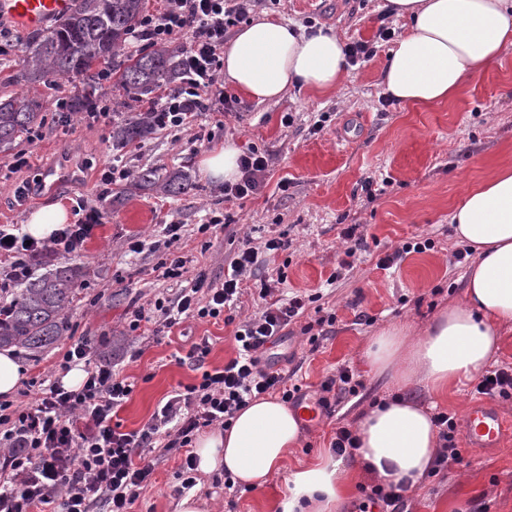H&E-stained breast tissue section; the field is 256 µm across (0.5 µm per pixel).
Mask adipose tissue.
<instances>
[{
    "instance_id": "adipose-tissue-1",
    "label": "adipose tissue",
    "mask_w": 512,
    "mask_h": 512,
    "mask_svg": "<svg viewBox=\"0 0 512 512\" xmlns=\"http://www.w3.org/2000/svg\"><path fill=\"white\" fill-rule=\"evenodd\" d=\"M388 3L410 20L383 73L386 91L397 103L425 107L451 100L468 79L485 74L512 48V0ZM345 74V48L336 34L306 32L266 16L241 27L224 49L225 82L259 103L293 87L331 91ZM449 222L458 244L476 256L466 271L462 300L435 315L423 336L392 326L366 350L372 372L402 389L423 382L438 397L483 372L502 348L500 326L512 323V164L473 185ZM300 432L297 416L283 403L256 400L230 429L197 440V469L261 487L298 445ZM357 435L353 463L329 455L293 472L277 512H336L357 466L380 483L417 486L439 446L430 409L402 395L367 408Z\"/></svg>"
}]
</instances>
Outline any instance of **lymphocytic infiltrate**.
Returning <instances> with one entry per match:
<instances>
[{"label":"lymphocytic infiltrate","instance_id":"f902f5d3","mask_svg":"<svg viewBox=\"0 0 512 512\" xmlns=\"http://www.w3.org/2000/svg\"><path fill=\"white\" fill-rule=\"evenodd\" d=\"M250 4L251 0H157L142 14L131 43L188 42L180 59V83L159 95L147 112L155 127L187 132L202 113L231 111L232 102L219 83L224 33L247 15ZM239 167L241 177L225 185V195L243 198L255 192L268 160L251 147L240 157ZM101 222L99 210L88 208L82 221L64 225L46 241L0 225V316L11 288L31 277L32 260L47 252L82 257ZM287 248V239L281 237L267 240L260 249L243 245L222 284H214L200 271L177 299L159 298L152 307L132 311L129 327L134 331L147 323L158 334L189 319L207 318L236 326V357L176 392L141 430L122 433L113 427L112 414L132 385L118 378L111 362L94 358L83 338L69 347L61 364L65 370L83 366L86 378L80 388H65L56 378L26 405L1 400L0 445L8 447L9 455L0 461V469L9 477L0 481V512H94L98 507L104 512H130L151 482L155 451L188 447L196 432L212 425L230 428L237 413L262 395L277 393L283 402L293 401L296 392L287 377L264 366L259 352L305 309L306 298L297 295L270 303L240 323L232 316L241 278L258 264L260 250ZM407 490L403 482L361 486L359 512L377 506L405 512Z\"/></svg>","mask_w":512,"mask_h":512}]
</instances>
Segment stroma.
I'll use <instances>...</instances> for the list:
<instances>
[{
    "label": "stroma",
    "mask_w": 512,
    "mask_h": 512,
    "mask_svg": "<svg viewBox=\"0 0 512 512\" xmlns=\"http://www.w3.org/2000/svg\"><path fill=\"white\" fill-rule=\"evenodd\" d=\"M386 0H260L252 15L292 21L303 30L333 31L343 43H367L369 58L349 66L337 89L327 93L291 90L281 98L259 103L225 87L235 98L223 127L213 115L199 119L191 133L152 129L127 146L113 145L112 131L90 125L81 113L68 121L57 118L53 86L19 82L28 66L24 49L0 61V97L26 92L44 105V139L27 144L17 138L0 149V160L28 149L30 164L16 172L0 171V225L24 228L32 210L60 202L96 204L104 222L87 240L79 262L83 272L66 311L70 330L39 355L19 352L27 381L13 400L25 399L30 382L61 376L60 364L71 343L85 336L97 357L111 360L133 385L113 418L121 431L142 429L175 390L200 381L202 370L223 366L236 354L234 325L188 320L157 336L129 328L131 305L158 298L175 299L185 279L159 277V253L150 249L164 225L182 227L177 243L188 259L189 273L205 271L221 284L242 241L262 248L265 241L286 236L285 251L263 252L241 283L236 315L246 319L261 305L253 293L258 279L275 281L273 299L318 294L316 305L288 325L285 334L267 344L266 363L279 365L300 385L302 393L320 396V385L342 367L350 368L359 387L335 405L332 415L302 429L298 448L263 487L225 488L214 477H199V493L211 512H276L287 491L290 472L316 462L330 451L337 427L357 425L369 404L397 395L387 377L370 371L365 350L381 330L394 325L423 335L438 311L464 293L468 265L453 257L458 244L448 222L450 211L469 189L503 163L512 164V48L485 75L470 80L453 101L429 107L390 102L382 71L397 37L408 28L405 18L389 13ZM390 38H382V30ZM239 151L257 147L269 159L260 190L240 199L224 196L221 182L200 171L201 157L224 143ZM72 155L85 170V180L64 186L52 196L35 195L20 207L15 190L40 179L58 155ZM130 175L104 185L102 173L111 164ZM155 168L179 167L195 185L193 191L170 195L142 189L135 175ZM213 211L234 217L228 227L207 234L197 228ZM432 239L433 248L410 252L389 269L380 258L412 239ZM144 241L131 252L133 241ZM350 269H342L343 261ZM285 283H278L279 274ZM332 316L317 344L304 328L318 317ZM208 338L211 352L203 364L188 359L193 343ZM472 381L433 400L425 384L412 383L406 396L421 404L464 418L474 402ZM456 442L466 464L427 477L406 494L408 512H470L474 501L489 503L490 512H512V435L491 450L467 447L464 431ZM184 451L159 456L151 483L140 493L132 512H173L178 496L176 472Z\"/></svg>",
    "instance_id": "1"
}]
</instances>
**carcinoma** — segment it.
<instances>
[{"mask_svg": "<svg viewBox=\"0 0 512 512\" xmlns=\"http://www.w3.org/2000/svg\"><path fill=\"white\" fill-rule=\"evenodd\" d=\"M143 12V0H77L74 11L45 32H38L25 46L29 68L22 80L30 84L50 82L59 76L90 74L93 63L112 62L118 83L144 95L160 82L179 79L178 48H159L119 58L130 31ZM43 105L25 94L0 100V149L44 120ZM146 120H136L112 130V141L124 145L145 135ZM137 183L144 189L163 185L171 194L195 189L182 171L160 178L152 168L141 170ZM82 277L76 266L23 283L12 293L6 315L0 317V347H20L35 355L69 331L65 312L73 300L74 286Z\"/></svg>", "mask_w": 512, "mask_h": 512, "instance_id": "1", "label": "carcinoma"}]
</instances>
